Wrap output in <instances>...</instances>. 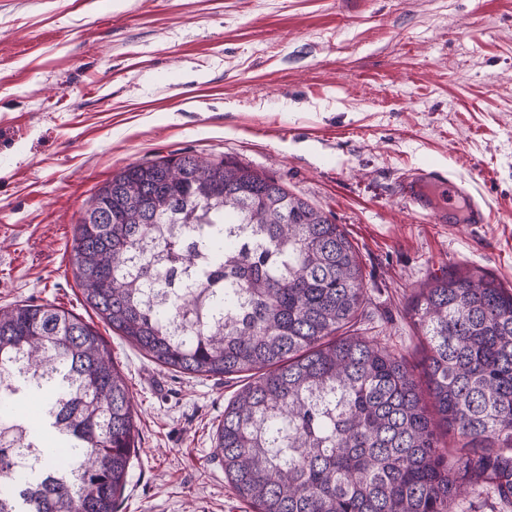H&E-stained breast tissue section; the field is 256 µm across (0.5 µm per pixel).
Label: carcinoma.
I'll return each instance as SVG.
<instances>
[{
    "instance_id": "carcinoma-1",
    "label": "carcinoma",
    "mask_w": 512,
    "mask_h": 512,
    "mask_svg": "<svg viewBox=\"0 0 512 512\" xmlns=\"http://www.w3.org/2000/svg\"><path fill=\"white\" fill-rule=\"evenodd\" d=\"M72 252L87 305L155 363L246 374L215 450L255 512H450L482 485L512 501V289L481 268L433 275L412 299L435 421L403 360L339 335L365 298L359 255L271 175L193 154L131 164L92 197ZM203 252L222 294L187 274ZM134 433L97 331L53 304L0 308V512H114Z\"/></svg>"
}]
</instances>
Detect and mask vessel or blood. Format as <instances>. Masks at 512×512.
<instances>
[{"instance_id":"b4317fda","label":"vessel or blood","mask_w":512,"mask_h":512,"mask_svg":"<svg viewBox=\"0 0 512 512\" xmlns=\"http://www.w3.org/2000/svg\"><path fill=\"white\" fill-rule=\"evenodd\" d=\"M401 194L415 210L426 213L438 224L446 223L447 219L453 217L463 224H483L487 221L485 211L476 203L470 204L463 216H456L453 203L466 198L467 193L441 171H408L402 181Z\"/></svg>"}]
</instances>
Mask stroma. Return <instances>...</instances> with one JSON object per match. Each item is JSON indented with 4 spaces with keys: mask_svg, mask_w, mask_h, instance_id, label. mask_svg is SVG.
<instances>
[{
    "mask_svg": "<svg viewBox=\"0 0 512 512\" xmlns=\"http://www.w3.org/2000/svg\"><path fill=\"white\" fill-rule=\"evenodd\" d=\"M182 153L330 213L363 270L350 335L418 368L408 310L429 276L478 266L512 286V0H0V307L54 304L103 337L136 424L116 512H253L214 448L242 376L144 358L70 262L98 188ZM414 168L447 171L488 223L411 208Z\"/></svg>",
    "mask_w": 512,
    "mask_h": 512,
    "instance_id": "1",
    "label": "stroma"
}]
</instances>
